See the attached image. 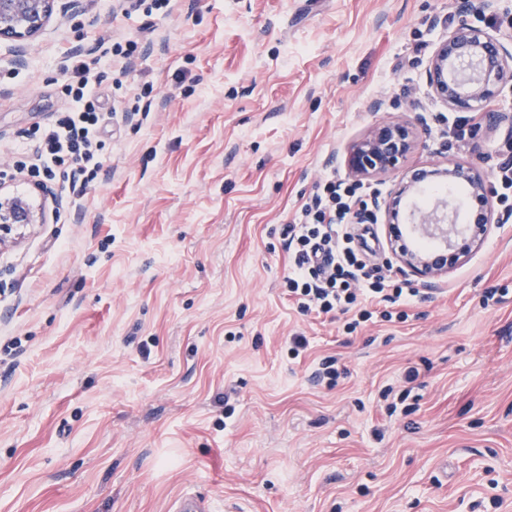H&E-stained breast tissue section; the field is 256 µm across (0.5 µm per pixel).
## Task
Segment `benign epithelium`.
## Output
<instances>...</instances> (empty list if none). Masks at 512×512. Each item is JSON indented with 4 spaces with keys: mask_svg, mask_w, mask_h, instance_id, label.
Returning <instances> with one entry per match:
<instances>
[{
    "mask_svg": "<svg viewBox=\"0 0 512 512\" xmlns=\"http://www.w3.org/2000/svg\"><path fill=\"white\" fill-rule=\"evenodd\" d=\"M82 0H0V40L25 44L50 23L56 12L78 7ZM431 97L458 112H476L512 84V39H502L462 18L437 43L426 68ZM416 132L406 121H383L347 150L346 166L356 180L396 170L411 152ZM440 175L450 185H464L476 206L467 224L449 216V203L439 199L432 208L413 206L411 195ZM389 251L397 264L420 279L445 276L478 248L494 224L487 176L480 168L447 158L435 170L412 172L389 195L385 205ZM43 223L19 197L0 195V247L12 243L20 226Z\"/></svg>",
    "mask_w": 512,
    "mask_h": 512,
    "instance_id": "obj_1",
    "label": "benign epithelium"
}]
</instances>
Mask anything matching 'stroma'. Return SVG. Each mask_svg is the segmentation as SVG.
<instances>
[{"label":"stroma","mask_w":512,"mask_h":512,"mask_svg":"<svg viewBox=\"0 0 512 512\" xmlns=\"http://www.w3.org/2000/svg\"><path fill=\"white\" fill-rule=\"evenodd\" d=\"M118 0L0 42V171L66 103L68 52L108 122L103 167L0 249V512H512V209L447 276L413 280L407 320L346 333L300 314L280 228L377 122L418 140L375 183L451 157L512 158V87L466 145L443 133L426 66L460 16L512 38V0ZM307 336L299 357L290 336ZM339 360L335 386L313 373ZM417 382L402 383L406 367ZM406 392L396 409L385 387ZM173 512H210L212 511L211 502L199 497L194 492H184L177 498L171 507Z\"/></svg>","instance_id":"35a3bbf8"}]
</instances>
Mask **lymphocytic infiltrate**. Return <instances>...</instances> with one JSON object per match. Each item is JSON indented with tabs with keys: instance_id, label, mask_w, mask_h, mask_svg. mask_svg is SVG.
<instances>
[{
	"instance_id": "obj_1",
	"label": "lymphocytic infiltrate",
	"mask_w": 512,
	"mask_h": 512,
	"mask_svg": "<svg viewBox=\"0 0 512 512\" xmlns=\"http://www.w3.org/2000/svg\"><path fill=\"white\" fill-rule=\"evenodd\" d=\"M95 60L77 59L66 86L68 103L57 117L35 128L37 160L19 162L20 170L38 183L88 185L103 166L98 91L90 78ZM378 191L327 173L292 223L284 224L288 254L284 286L301 314L341 312L349 315L347 331L374 318L404 319L405 305L417 294L409 283L369 269L355 243L354 224L370 222Z\"/></svg>"
}]
</instances>
